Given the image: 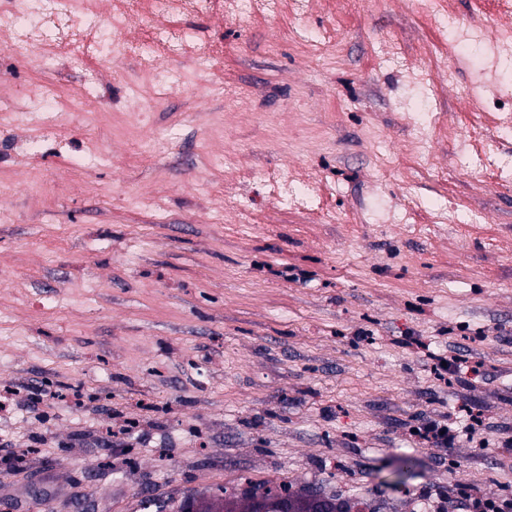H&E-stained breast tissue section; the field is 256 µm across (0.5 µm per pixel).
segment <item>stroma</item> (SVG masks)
<instances>
[{"instance_id": "1", "label": "stroma", "mask_w": 512, "mask_h": 512, "mask_svg": "<svg viewBox=\"0 0 512 512\" xmlns=\"http://www.w3.org/2000/svg\"><path fill=\"white\" fill-rule=\"evenodd\" d=\"M284 21L183 16L214 80L198 89L197 57H169L186 84L145 110L138 57L94 75L68 58L33 69L0 40V109L35 78L49 95L92 82L96 99L66 144L0 185V389L16 394L0 456L24 455L0 472V512H176L283 482L412 512L437 484L512 487V181L486 187L453 144L415 140L418 114L469 122L429 59L441 35L410 0H326L299 36L274 37ZM394 41L401 64L379 65ZM96 104L137 112V135L91 123ZM101 150L109 163L35 202L32 181ZM222 154L257 179L217 173ZM297 166L317 184L301 208L277 186ZM451 202L454 227L437 219ZM412 209L420 220L400 223ZM435 354L475 368L469 386L437 378ZM35 385L48 396L33 408ZM470 409L488 423L472 456L410 432ZM406 457L413 476L393 482Z\"/></svg>"}]
</instances>
